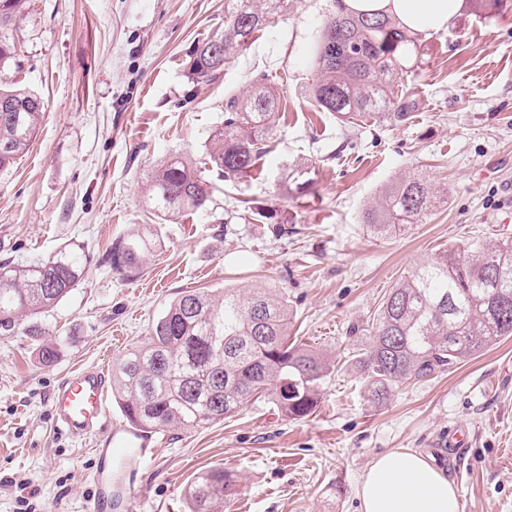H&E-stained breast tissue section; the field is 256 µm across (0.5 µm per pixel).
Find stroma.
<instances>
[{"label":"stroma","instance_id":"obj_1","mask_svg":"<svg viewBox=\"0 0 512 512\" xmlns=\"http://www.w3.org/2000/svg\"><path fill=\"white\" fill-rule=\"evenodd\" d=\"M331 6L290 0L216 80L197 82L190 52L223 29L224 0H24L13 37L43 117L25 155L0 173V260L26 265L72 244L90 261L69 296L37 317L58 349L53 364L39 356L43 340L0 335V512H88L107 488L111 512H189L185 490L210 467L237 478L224 512H357L363 472L398 448L448 467L461 512H512V373L503 368L512 338L399 386L381 406L368 401L354 359L385 294L416 264L512 227V0L488 17L466 5L447 29L421 36L419 63L400 80L414 102L405 121L362 116L346 127L310 95ZM261 74L278 97L262 170L244 183L212 177L213 211L156 224L148 176L173 154L202 159L225 98ZM298 160L315 168L304 197L288 189ZM413 174L447 185V203L405 234L374 236L363 210ZM245 198L264 218L241 223ZM145 224L160 245L141 272L110 271L113 241ZM268 287L286 294L292 336L328 368L310 417L252 401L200 429L167 428L122 461L95 437L58 429L49 397L59 378L111 370L179 292Z\"/></svg>","mask_w":512,"mask_h":512}]
</instances>
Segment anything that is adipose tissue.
I'll use <instances>...</instances> for the list:
<instances>
[{"label":"adipose tissue","instance_id":"adipose-tissue-1","mask_svg":"<svg viewBox=\"0 0 512 512\" xmlns=\"http://www.w3.org/2000/svg\"><path fill=\"white\" fill-rule=\"evenodd\" d=\"M356 13L387 12L412 32L448 28L464 0H345ZM359 512H461L456 486L424 453L400 448L375 458L355 489Z\"/></svg>","mask_w":512,"mask_h":512}]
</instances>
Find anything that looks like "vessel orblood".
<instances>
[{
	"label": "vessel or blood",
	"instance_id": "vessel-or-blood-1",
	"mask_svg": "<svg viewBox=\"0 0 512 512\" xmlns=\"http://www.w3.org/2000/svg\"><path fill=\"white\" fill-rule=\"evenodd\" d=\"M54 418L69 433L85 436L98 430H110L109 446L115 455L139 445V431L126 428L112 433V420L107 404L106 378L102 368L92 366L64 374L51 396Z\"/></svg>",
	"mask_w": 512,
	"mask_h": 512
}]
</instances>
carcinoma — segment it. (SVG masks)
<instances>
[{"label": "carcinoma", "instance_id": "carcinoma-1", "mask_svg": "<svg viewBox=\"0 0 512 512\" xmlns=\"http://www.w3.org/2000/svg\"><path fill=\"white\" fill-rule=\"evenodd\" d=\"M289 0H224V33L195 43L189 74L206 81L246 51L255 35L288 11ZM321 24L315 43L312 97L321 112L342 122L361 114L406 119L410 100L396 91L411 72L419 47L385 14L348 13L343 0ZM22 0H0V171L27 152L42 117V102L16 79L20 61L13 30ZM277 97L264 78L224 101V126L210 139L200 170L183 156L160 164L144 187L145 205L161 221L214 209L206 172L227 181L251 176L271 149ZM312 166L295 162L294 192L313 185ZM448 189L419 177L387 184L363 213L376 236L418 224ZM146 229L112 244V270L129 276L157 247ZM89 256L68 245L29 265L0 261V334L9 335L66 298L83 278ZM288 299L276 291L224 289L215 297L183 290L152 324L149 337L112 367V400L130 425L144 432L171 426L198 429L232 417L253 399L267 400L290 420L309 417L327 376L322 359L290 339ZM357 355L369 400L384 404L408 381H426L512 336V239L474 241L415 266L390 289ZM234 476L222 468L198 472L186 490L190 512H224Z\"/></svg>", "mask_w": 512, "mask_h": 512}]
</instances>
